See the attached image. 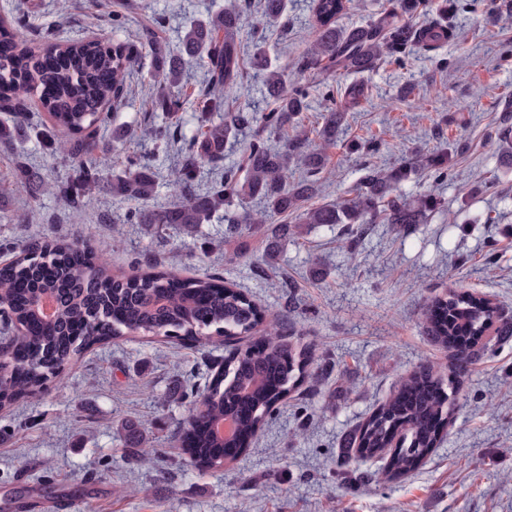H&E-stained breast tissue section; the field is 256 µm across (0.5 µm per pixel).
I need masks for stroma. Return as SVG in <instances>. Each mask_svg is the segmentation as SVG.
<instances>
[{
	"instance_id": "stroma-1",
	"label": "stroma",
	"mask_w": 512,
	"mask_h": 512,
	"mask_svg": "<svg viewBox=\"0 0 512 512\" xmlns=\"http://www.w3.org/2000/svg\"><path fill=\"white\" fill-rule=\"evenodd\" d=\"M227 0H0V18L25 15L36 37L59 41L116 38L142 45L146 35L177 50L187 19L205 17ZM286 20L258 34L288 83L310 89L302 131L315 136L328 104L326 86L346 83L340 71L305 70L316 37L311 0H288ZM123 27L114 30V19ZM456 36L433 53L415 52L405 65L381 64L369 74V100L348 116V130L327 151L317 195L306 207L345 199L366 168L389 166L421 151H448V177H420L404 195L435 193L443 202L430 222L372 224L356 247L340 230L298 236L280 226L276 245L263 229L231 240L215 219L195 233L127 222L129 202L109 185L127 160L160 171L171 153L141 136L164 123L147 88L150 59L138 56L126 102L97 137L110 159L94 207L63 210L38 190L73 176L46 140L29 135L0 146V260L32 244L34 235L92 238L114 273L131 275L157 262L183 276L217 274L254 296L265 310L262 331L288 332L318 349L319 385L288 399L253 448L202 474L186 466L175 441L191 386L224 360L221 343L181 338L122 339L66 365L42 393L0 410V512H512V338L492 339L464 378L447 436L415 473L390 483L368 481L383 462L338 466L354 429L420 364L448 374V355L422 324L425 301L451 287L486 294L512 319V166L501 163L497 131L512 123V0H464ZM178 130L198 133L192 104L204 67H184ZM121 131L113 139V131ZM378 142L370 153L357 141ZM27 155L38 182L15 176ZM276 259L266 263L267 248ZM150 425L148 465L128 457L121 428Z\"/></svg>"
}]
</instances>
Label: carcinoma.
<instances>
[{"label": "carcinoma", "instance_id": "carcinoma-1", "mask_svg": "<svg viewBox=\"0 0 512 512\" xmlns=\"http://www.w3.org/2000/svg\"><path fill=\"white\" fill-rule=\"evenodd\" d=\"M352 0H314L317 37L303 59V68L343 71L354 79L341 88L339 105L322 114L319 144L298 132L281 148L268 139L299 123L308 110L305 86L286 88L284 70L271 65L259 46L244 60L240 39L243 11L223 9L189 25L182 38V55L174 57L160 39L150 38L145 53L151 58V104L156 112L183 109L176 88L183 80L186 61L201 60L206 89L196 111L208 115L202 134L181 141V161L174 185L182 202L148 208L160 183L147 164L129 163L124 174L112 178V196L139 202L131 212L136 224H177L191 229L224 212V238H235L253 224L249 201L263 202L266 216L291 214L296 233L313 226L340 227L354 241L370 224H425L440 202L430 193L405 196L399 187L430 174L448 177L446 153L406 157L398 164L366 171L349 198L313 208L303 202L319 188L315 176L325 168L326 147L336 144L347 112L366 101L363 74L386 61L403 63L417 49L434 51L451 41L449 16L457 0H387L380 13L363 25L342 27L340 18ZM286 0H263L261 16L268 22L282 18ZM423 16L418 25L401 24L398 15ZM135 57L122 41L74 39L32 45L25 16L0 19V102L38 96L51 128L69 138L66 158L75 166L74 180L51 185L53 194L70 209L94 204L100 170L81 157L99 150L89 133L106 127L116 103L126 94V81ZM262 81L266 107L253 112L229 111L225 103L241 84L244 63ZM258 126L257 136L244 147V163L223 169L207 187L200 186L202 163L224 161V141L241 127ZM304 165V178L289 181L293 163ZM50 294L54 314L46 317L37 307ZM0 306L22 329L13 345V361L0 382V409L21 396L42 392L65 364L78 360L88 349L120 338L177 336L195 341L203 335L224 343L252 333L263 322L261 304L235 284L218 277L179 278L158 264L133 276L112 273L96 259L91 243L81 246L45 240L20 250L0 265ZM425 326L434 344L448 352V380L424 364L410 373L398 389L355 430L350 453L358 459H386L382 474L395 481L420 469L444 439L454 417L463 378L470 372L476 352L487 349L489 333L503 335L512 321L501 318L498 306L475 291L451 289L433 297L425 311ZM317 355L288 337L275 334L251 352L229 350L224 369L205 386L201 399L189 400L187 420L178 431L188 463L199 472L224 466L249 447L250 440L274 419L296 392L317 383ZM231 432L224 434V423ZM131 444V460L141 461L145 428L136 420L124 424Z\"/></svg>", "mask_w": 512, "mask_h": 512}]
</instances>
